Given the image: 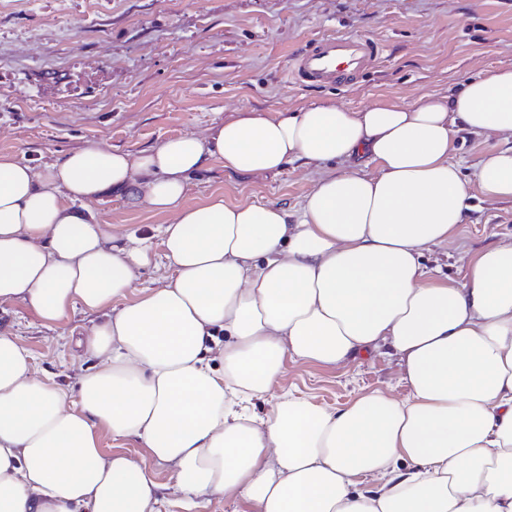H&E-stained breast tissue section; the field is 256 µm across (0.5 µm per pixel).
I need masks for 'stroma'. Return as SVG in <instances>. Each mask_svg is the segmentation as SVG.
<instances>
[{
	"mask_svg": "<svg viewBox=\"0 0 512 512\" xmlns=\"http://www.w3.org/2000/svg\"><path fill=\"white\" fill-rule=\"evenodd\" d=\"M333 34L377 42L374 66L334 89L287 83L295 57ZM505 66L512 0H0V153L37 167L92 144L138 153L241 110L411 105ZM511 143L462 129L451 158L468 173ZM320 173L295 162L251 176L214 161L192 177L185 202L220 194L296 209ZM469 194L466 223L427 256L457 280L474 253L512 234L511 201L485 200L474 186ZM90 208L117 236H149L171 220L114 194ZM89 321L76 310L49 326L24 304L0 305V332L32 352L35 377L69 386L89 364L76 344ZM377 390L408 397L396 359L363 357L336 369L289 361L249 408L267 413L290 392L333 410Z\"/></svg>",
	"mask_w": 512,
	"mask_h": 512,
	"instance_id": "obj_1",
	"label": "stroma"
}]
</instances>
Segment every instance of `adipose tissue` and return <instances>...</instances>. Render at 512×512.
<instances>
[{"label": "adipose tissue", "instance_id": "ef3b65f1", "mask_svg": "<svg viewBox=\"0 0 512 512\" xmlns=\"http://www.w3.org/2000/svg\"><path fill=\"white\" fill-rule=\"evenodd\" d=\"M459 122L512 135V67L412 105L255 110L40 171L0 154V304L48 324L77 308L99 317L77 340L96 363L74 391L34 378L31 352L0 334V512H160V466L188 512L211 495L252 512H512V240L459 281L424 264L465 223L469 184L512 201V146L464 177L449 159ZM213 160L251 175L349 169L293 212L220 194L184 204ZM113 190L173 216L160 229L173 274L132 301L155 245L97 223L87 204ZM373 353L397 359L408 398L240 408L286 361L340 368ZM105 430L136 437L146 459L105 453Z\"/></svg>", "mask_w": 512, "mask_h": 512}]
</instances>
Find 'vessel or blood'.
I'll return each instance as SVG.
<instances>
[{
    "label": "vessel or blood",
    "instance_id": "vessel-or-blood-1",
    "mask_svg": "<svg viewBox=\"0 0 512 512\" xmlns=\"http://www.w3.org/2000/svg\"><path fill=\"white\" fill-rule=\"evenodd\" d=\"M377 52V45L365 38L323 36L298 56L289 77L319 86L347 84L375 62Z\"/></svg>",
    "mask_w": 512,
    "mask_h": 512
}]
</instances>
